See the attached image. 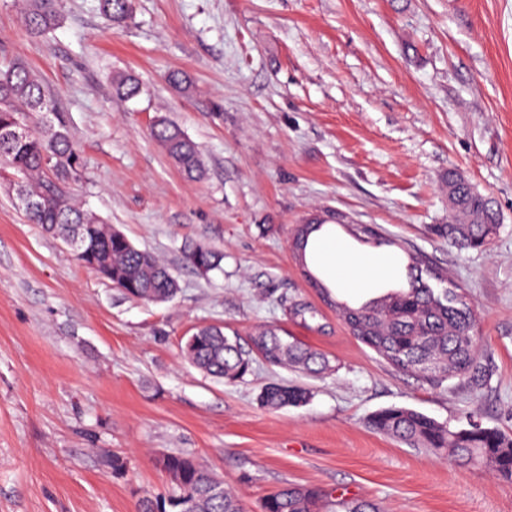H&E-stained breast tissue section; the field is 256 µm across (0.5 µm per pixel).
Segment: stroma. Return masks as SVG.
I'll list each match as a JSON object with an SVG mask.
<instances>
[{
    "label": "stroma",
    "instance_id": "obj_1",
    "mask_svg": "<svg viewBox=\"0 0 512 512\" xmlns=\"http://www.w3.org/2000/svg\"><path fill=\"white\" fill-rule=\"evenodd\" d=\"M61 13L32 39L15 0H0V61L25 59L63 114L84 208L163 260L180 291L148 303L114 288L27 221L0 173V512H135L170 486L157 464L170 453L202 460L245 512L287 484L383 512H512V481L368 425L396 406L512 436V0H133L120 30L98 0H61ZM174 70L190 93L168 83ZM117 71L139 77L138 96L114 95ZM160 120L197 143L202 179L183 178L152 137ZM452 171L495 204L488 249L434 232ZM338 215L393 244L339 228L330 240L394 271L338 297L405 286L404 251H419L476 312L485 386L396 370L324 303L291 240L306 220ZM188 244L220 250L219 269L188 266ZM296 302L316 318H292ZM202 325L244 344L276 327L334 369L257 358L227 384L183 357ZM272 382L305 388L308 403L261 407ZM112 455L125 472L105 465ZM358 240L375 246L391 245L393 241L384 237L377 228L366 224H337Z\"/></svg>",
    "mask_w": 512,
    "mask_h": 512
}]
</instances>
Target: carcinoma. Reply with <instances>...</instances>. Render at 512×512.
Listing matches in <instances>:
<instances>
[{
  "instance_id": "1",
  "label": "carcinoma",
  "mask_w": 512,
  "mask_h": 512,
  "mask_svg": "<svg viewBox=\"0 0 512 512\" xmlns=\"http://www.w3.org/2000/svg\"><path fill=\"white\" fill-rule=\"evenodd\" d=\"M20 20L33 38H41L60 23L58 0H19ZM100 12L115 28L127 26L132 18L131 0H99ZM114 93L131 99L141 91L139 80L130 73L110 77ZM19 119L32 127L29 137L18 140L8 135ZM157 141L170 144L171 161L188 178L198 179L204 166L196 144L177 126L160 122L153 127ZM0 168L12 174L36 205L21 208L28 222L48 233L78 231L86 236L91 252L86 262L126 295L144 302L172 292L174 275L159 261L146 264L132 247L93 237L89 224L103 220L74 200L71 183L81 178L79 154L70 138L66 121L47 97L40 77L20 57L0 66ZM454 202L448 223L436 231L467 248H485L496 236L499 217L491 198L457 180L448 172ZM314 218L294 235L291 250L305 275L323 300L336 311L351 334L397 370L413 373L435 384L463 377L473 386L485 380L486 369L478 362V340L474 334V312L461 289L447 276L430 267L413 253L407 257V287L398 288L353 305L334 296L333 291L309 269L307 249L312 236L322 230ZM342 228L358 240L376 246L391 245L377 228L366 224H344ZM187 263L210 271L220 264V252L205 246L185 251ZM251 340L273 365H289L307 373L332 370L331 361L292 336L276 328H264ZM184 356L207 375L226 383L238 382L252 370L253 352L244 349L223 329L203 327L187 338ZM309 399L305 389L280 383L266 385L258 396L260 404L272 409L299 407ZM374 430L417 448L445 453L461 467L480 463L497 475L512 480V437L496 428L471 424L454 428L406 407L379 410L368 421ZM158 464L166 473L180 475L161 497H144L137 512H243L241 501L224 488L214 474L189 454H167ZM262 512H380L370 500L332 498L317 486L288 484L263 499Z\"/></svg>"
}]
</instances>
